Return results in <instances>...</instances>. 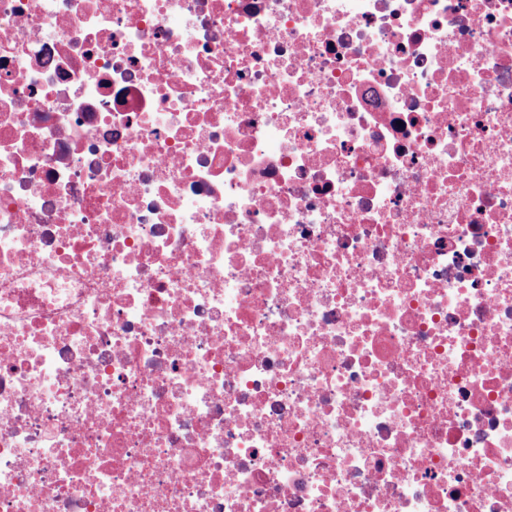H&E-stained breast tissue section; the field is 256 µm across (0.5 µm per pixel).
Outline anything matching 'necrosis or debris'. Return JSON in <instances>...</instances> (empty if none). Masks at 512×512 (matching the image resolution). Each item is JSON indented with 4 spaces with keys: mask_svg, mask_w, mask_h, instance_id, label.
I'll use <instances>...</instances> for the list:
<instances>
[{
    "mask_svg": "<svg viewBox=\"0 0 512 512\" xmlns=\"http://www.w3.org/2000/svg\"><path fill=\"white\" fill-rule=\"evenodd\" d=\"M0 512H512V0H0Z\"/></svg>",
    "mask_w": 512,
    "mask_h": 512,
    "instance_id": "necrosis-or-debris-1",
    "label": "necrosis or debris"
}]
</instances>
